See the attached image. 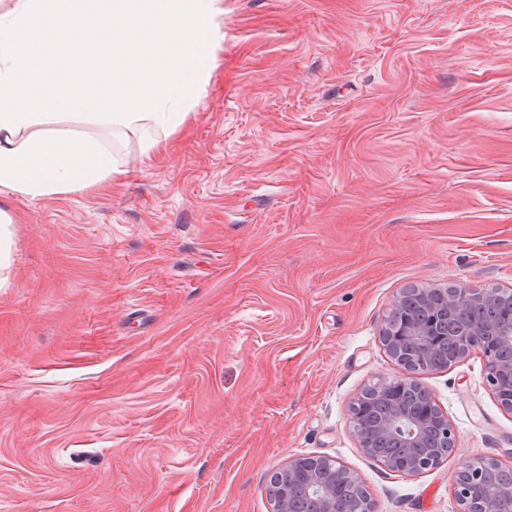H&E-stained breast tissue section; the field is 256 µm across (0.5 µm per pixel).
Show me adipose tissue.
Returning <instances> with one entry per match:
<instances>
[{
  "label": "adipose tissue",
  "mask_w": 512,
  "mask_h": 512,
  "mask_svg": "<svg viewBox=\"0 0 512 512\" xmlns=\"http://www.w3.org/2000/svg\"><path fill=\"white\" fill-rule=\"evenodd\" d=\"M223 12L222 0H0V190L99 188L120 172L123 129L160 151L152 130L180 127L210 80Z\"/></svg>",
  "instance_id": "obj_1"
}]
</instances>
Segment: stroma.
<instances>
[{
  "label": "stroma",
  "mask_w": 512,
  "mask_h": 512,
  "mask_svg": "<svg viewBox=\"0 0 512 512\" xmlns=\"http://www.w3.org/2000/svg\"><path fill=\"white\" fill-rule=\"evenodd\" d=\"M200 103L96 190L14 198L0 288V512H271L300 456L374 512H457L512 467L480 352L421 375L456 431L398 476L349 403L399 369L412 286L512 289V0H223ZM364 402L365 401L362 399L361 394L350 402L347 410V420L358 440L360 448L367 456L379 460L387 470L399 475H415L422 471L433 469L441 463V458L439 457H418L408 455L399 460H395V458L391 456H379L376 448H373L370 443L364 441V431L362 429L363 425L361 422Z\"/></svg>",
  "instance_id": "1"
}]
</instances>
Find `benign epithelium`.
Returning a JSON list of instances; mask_svg holds the SVG:
<instances>
[{
  "label": "benign epithelium",
  "mask_w": 512,
  "mask_h": 512,
  "mask_svg": "<svg viewBox=\"0 0 512 512\" xmlns=\"http://www.w3.org/2000/svg\"><path fill=\"white\" fill-rule=\"evenodd\" d=\"M431 288H409L396 298L392 309H399L409 299H417L424 308V315L418 320L406 319L397 325L384 323L380 331L381 343L399 369V374L379 379L375 393L386 399L390 409L386 415L369 426L368 433L382 439L394 440L401 448H420L426 433L436 428L444 434L448 451L455 447V429L448 416L442 411L433 393L429 399L435 411L423 410L403 403L406 387L419 375L439 369H446L463 361L476 348H482L486 379L493 397L504 409L512 412V396L500 392V382L512 378V359L504 360L497 355L502 346L512 348V307L500 320L478 322L455 340V353L446 363L433 364V348L448 339V316L463 305L478 307L490 303L493 295L485 288H456L448 293L444 301L435 306L430 299ZM364 400L358 396L350 402L347 420L359 447L372 458L379 460L392 473L415 475L430 470L441 463V458L408 455L399 460L391 456H379L370 443L364 441L362 414ZM499 462L490 457L471 461L460 470L477 482L483 472ZM347 483L359 484V475L327 456L298 457L288 461L275 471L269 481V497L272 512H294L291 496L294 493L307 496L312 512H374L367 495L348 504L336 495V478ZM453 493L459 512H512V483L484 487L480 496L472 497L471 492L458 481H453Z\"/></svg>",
  "instance_id": "1"
}]
</instances>
